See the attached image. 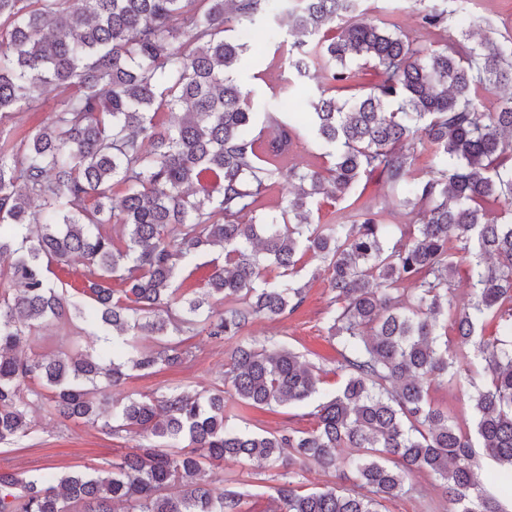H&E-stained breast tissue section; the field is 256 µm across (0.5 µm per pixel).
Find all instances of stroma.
I'll use <instances>...</instances> for the list:
<instances>
[{
    "label": "stroma",
    "instance_id": "obj_1",
    "mask_svg": "<svg viewBox=\"0 0 512 512\" xmlns=\"http://www.w3.org/2000/svg\"><path fill=\"white\" fill-rule=\"evenodd\" d=\"M300 0H270L271 14L265 24L271 30L270 42L257 52L245 55L236 78L249 91L256 112H286L297 109L298 101L285 99L280 92L281 77L288 62L276 51L277 45L288 38V13L299 7ZM429 0H370L368 18L382 27L399 25L401 29L416 32L422 44L439 48L442 42L461 38L462 27H481L493 38L512 37V0H447L452 14L445 37L427 32L421 23ZM331 293L325 282L313 281L306 290L303 305L283 322L257 320L249 324L245 336L261 340L276 336L303 355L304 359L321 370L325 390H335L343 380L338 368L336 345L327 333L326 318ZM193 359L180 368L163 370L150 376L128 379L114 388V397L121 398L133 392H162L183 387L202 389L222 384L226 353L233 349L234 340L215 343L207 336L194 337ZM312 404L279 406L270 410L250 409L245 413L251 430L276 431L288 427L312 428L315 420ZM38 431L36 440H21L14 445L0 447V463L21 469L52 465L66 470L77 468L93 471L113 459L134 451L138 438L123 435L110 437L97 428L74 423H61L47 409L33 414ZM226 472L246 474L248 495L242 512H266L268 501L282 476L277 470H262L254 474L251 465H226ZM447 504L437 482L427 476L414 479L412 490L402 497L386 502V512H445Z\"/></svg>",
    "mask_w": 512,
    "mask_h": 512
}]
</instances>
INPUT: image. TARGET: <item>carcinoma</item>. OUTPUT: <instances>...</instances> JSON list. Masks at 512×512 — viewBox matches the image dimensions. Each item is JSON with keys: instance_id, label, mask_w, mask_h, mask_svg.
I'll list each match as a JSON object with an SVG mask.
<instances>
[{"instance_id": "carcinoma-1", "label": "carcinoma", "mask_w": 512, "mask_h": 512, "mask_svg": "<svg viewBox=\"0 0 512 512\" xmlns=\"http://www.w3.org/2000/svg\"><path fill=\"white\" fill-rule=\"evenodd\" d=\"M289 14L298 54L325 73L303 117L257 113L235 70L249 45L226 35L251 27L262 41L269 0H0V445L34 437L31 413L110 436L147 440L86 472L0 466V512H242L244 493L219 489L215 469L257 461L286 470L269 512H381L427 475L448 512H512V102L478 104L512 86V40L486 35L439 49L385 30L365 0H302ZM432 6L423 26L443 30ZM380 82L359 85L353 64ZM61 92L40 124L15 139L17 112ZM326 167L285 165L305 132ZM439 164L415 168L425 146ZM378 175L414 223L383 224L375 200L338 224H315L319 197L347 196ZM291 197L271 217L257 198L281 178ZM224 249L203 288L174 283L197 258ZM472 259L459 269L456 254ZM83 260L84 286L51 280L52 265ZM309 279L334 293L327 331L343 385L321 388L320 369L274 336L229 353L224 390L175 388L112 402L135 375L191 361L188 340L243 335L281 321ZM464 275L472 298L448 299ZM79 318L98 344L28 356L23 344L51 323ZM497 322L498 335H484ZM444 332H438V328ZM481 368H460L470 353ZM465 389L474 433L432 393ZM317 401L311 429L255 432L227 409ZM503 474L506 497L486 489L478 456ZM316 466L348 488L308 489Z\"/></svg>"}]
</instances>
